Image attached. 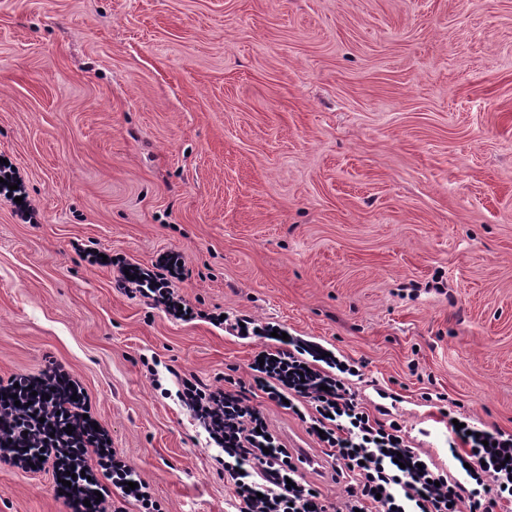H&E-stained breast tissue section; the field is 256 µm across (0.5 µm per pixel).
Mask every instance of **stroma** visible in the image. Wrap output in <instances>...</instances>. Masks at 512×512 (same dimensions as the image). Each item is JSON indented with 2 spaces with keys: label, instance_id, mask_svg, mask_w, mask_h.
<instances>
[{
  "label": "stroma",
  "instance_id": "obj_1",
  "mask_svg": "<svg viewBox=\"0 0 512 512\" xmlns=\"http://www.w3.org/2000/svg\"><path fill=\"white\" fill-rule=\"evenodd\" d=\"M0 158L30 202L0 196V379L62 366L163 512H236L163 395L250 381L271 342L219 313L358 363L439 467L428 411L512 434V0H0ZM165 252L194 320L115 286ZM53 486L0 462V512H69Z\"/></svg>",
  "mask_w": 512,
  "mask_h": 512
}]
</instances>
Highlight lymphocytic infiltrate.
<instances>
[{"label": "lymphocytic infiltrate", "instance_id": "obj_1", "mask_svg": "<svg viewBox=\"0 0 512 512\" xmlns=\"http://www.w3.org/2000/svg\"><path fill=\"white\" fill-rule=\"evenodd\" d=\"M182 275L180 256L164 253L152 270L130 267L117 286L182 320L194 313L176 286ZM320 360L317 354L306 357L297 345L260 351L248 384L233 379L215 387L194 375L178 376L177 398L223 453L221 466L233 484L237 512H496L512 503V434L452 430L448 445L463 449L468 469L466 480L449 479L406 445L398 420H380L361 406L343 380L352 364H338L331 372ZM70 381L53 363L39 374L0 381V461L23 470L51 466L57 478L53 490L64 493L70 512H109L102 500L113 493L121 504L110 512H125L129 504L139 512H162L138 472L85 418ZM250 388L307 420L310 435H322L334 471L351 479L339 505L326 504L304 480L291 449L271 435L263 412L251 404ZM87 448L109 466L85 478Z\"/></svg>", "mask_w": 512, "mask_h": 512}]
</instances>
